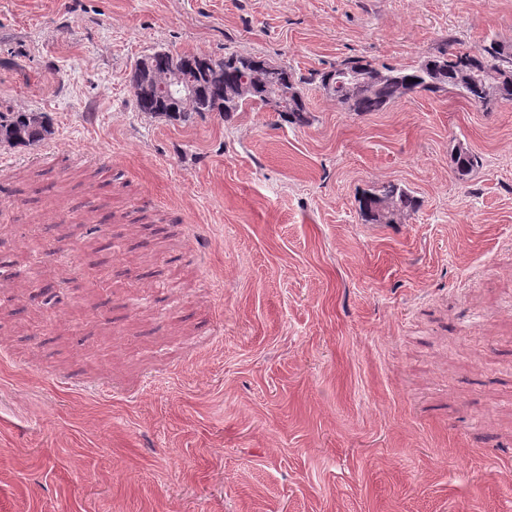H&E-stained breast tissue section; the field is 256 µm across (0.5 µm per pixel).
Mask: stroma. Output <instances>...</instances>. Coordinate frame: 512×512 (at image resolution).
<instances>
[{
	"label": "stroma",
	"mask_w": 512,
	"mask_h": 512,
	"mask_svg": "<svg viewBox=\"0 0 512 512\" xmlns=\"http://www.w3.org/2000/svg\"><path fill=\"white\" fill-rule=\"evenodd\" d=\"M493 41L512 0H0L54 129L0 146V512H512V104L319 80ZM158 50L288 65L310 122L140 112ZM366 80L367 79H364V76L361 74L360 69L352 70L341 67L337 71L336 79L324 85V90L328 93H332L339 90L341 87H361L364 85ZM450 159L453 171L461 182H466L472 173L481 166L480 156L460 144L452 150ZM416 204L410 191L391 183L364 194L359 200L365 220L375 223H389L395 215L414 209Z\"/></svg>",
	"instance_id": "35a3bbf8"
}]
</instances>
